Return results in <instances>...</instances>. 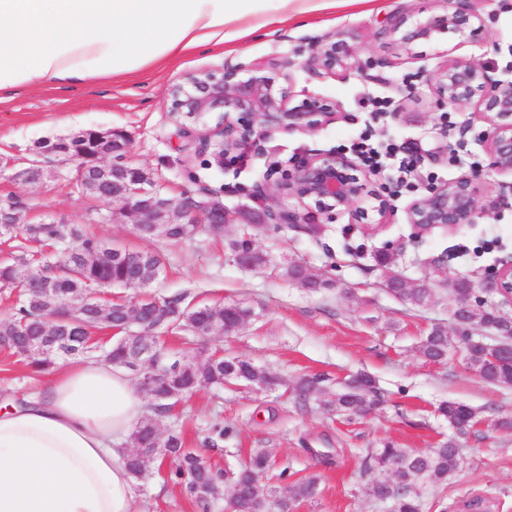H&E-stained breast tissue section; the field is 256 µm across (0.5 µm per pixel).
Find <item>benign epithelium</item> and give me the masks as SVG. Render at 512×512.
Segmentation results:
<instances>
[{"mask_svg":"<svg viewBox=\"0 0 512 512\" xmlns=\"http://www.w3.org/2000/svg\"><path fill=\"white\" fill-rule=\"evenodd\" d=\"M477 0H447L441 12L414 17L400 13L389 18L379 35L396 43L406 54L419 42H432L443 33L473 36L482 27ZM372 61L362 58L360 47L347 34H334L316 41L303 67L320 79L329 74H367ZM438 100L453 109H471L473 118L489 124L485 143L491 166L500 173L512 174V78L500 79L483 64L466 58H454L440 70L426 77ZM170 111L190 122L204 123L212 116L216 125L203 135L201 147L213 149L217 166H224V155L239 149L258 150L261 142L274 132L292 134L315 131L336 120V105L313 96L293 102L289 88L277 83L258 63L226 64L220 71H201L175 85L170 91ZM101 144L112 145V162L97 167V184L104 202L120 207L133 224H162L165 217H175L184 224H229V211L213 207L212 199L192 196L175 199L164 193L153 176H138L142 168L132 170L120 182L111 179V163L117 162L122 144L102 132ZM86 137L79 133L68 140L45 142L44 153L61 156L77 163V177L72 187L82 192L88 187ZM370 172L342 153L330 151L294 163L291 170L276 181V203L264 214L266 224H302L305 211L315 207L320 212L347 213L365 227L382 223L391 204L381 192L367 193ZM477 174L463 175L452 181L431 186L415 199L407 211L408 223L419 235L435 227L457 228L474 224L493 213L497 204L482 206L474 181ZM479 294L461 304L476 307V300L493 295L512 299V263L483 274L474 282ZM112 295L97 289L81 299L80 308L92 307L107 315ZM129 368L143 374L140 389L163 399H181L177 390L159 389L166 366L155 354L153 344L145 340Z\"/></svg>","mask_w":512,"mask_h":512,"instance_id":"7a95c632","label":"benign epithelium"}]
</instances>
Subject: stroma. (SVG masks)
Listing matches in <instances>:
<instances>
[{
	"label": "stroma",
	"mask_w": 512,
	"mask_h": 512,
	"mask_svg": "<svg viewBox=\"0 0 512 512\" xmlns=\"http://www.w3.org/2000/svg\"><path fill=\"white\" fill-rule=\"evenodd\" d=\"M485 27L480 36L442 34L437 42L414 46L412 56L396 54L377 33L388 17L400 11L426 15L441 11V0H290L281 6L269 0L266 10L228 22L223 47L186 51L162 68L146 69L134 78H93L69 91L51 87L22 90L0 104V203L21 201L23 224L55 222L82 226L86 233L130 250L159 254L162 273L150 288L165 298L183 293L208 304L240 302L252 318L238 331L216 342L185 341L172 331L169 340L205 362L211 345L225 355L250 360L279 379L272 391H254L235 384L204 388L182 399L160 421L162 432L182 434L191 448H202L214 422L229 432L217 449L207 451L217 469L238 467L251 449H267L275 471L288 475L279 482L316 477L313 498L295 512H391L389 503L367 496L374 471L364 466L370 449L390 441L396 447L427 452L455 439L460 468L446 485L416 481L422 512H464L477 495L489 499L491 512H512V431L496 422L512 418V386L484 382L462 354L449 352L443 364L427 362L420 345L433 326L455 333L448 292L434 288L427 306L415 307L394 298L383 287V269L376 261L386 243L398 249L396 268L412 283L426 280L433 261L447 257L451 272L470 277L512 261V176L491 167L483 144L486 126L471 122L467 110L440 109L426 75L462 57L484 63L497 76H512V0H479ZM353 35L364 56L376 66L368 77L311 78L301 67L309 45L327 35ZM254 62L274 78L289 75L295 100L321 96L336 102V121L314 132L275 133L264 154L237 151L215 166L198 143L184 137L181 121L168 108L172 86L187 75L222 70L225 63ZM388 102L385 114L373 115V101ZM92 128L124 130L131 140L129 162L150 171L172 197L200 195L209 189L242 223L226 225L223 236L200 234L172 243L141 238L119 206L73 193L76 166L57 158L44 160L39 180L27 182L18 173L34 159L40 142ZM369 133L374 144L388 141L417 146L422 161L411 184H399L395 164L380 169L370 187L387 190L391 209L382 226L364 229L341 214L313 225L271 224L253 236L267 266L246 269L236 264L228 240L242 237L244 227L261 222L269 201L255 197L268 164L290 169L315 154L346 152L352 139ZM471 172L480 203H497L493 218L455 229L435 228L415 235L407 222L410 203L432 185ZM287 262L306 266L331 287L313 293L277 275ZM364 371L375 377L379 404L365 414H329L318 404L299 409L297 383L323 377V390L333 391L345 377ZM33 374L20 358L0 351V401L25 404L50 379ZM478 410L481 421L461 435L439 414L444 401ZM170 464L154 469L137 485L139 512H226V499L209 508L187 498L170 478Z\"/></svg>",
	"instance_id": "1"
}]
</instances>
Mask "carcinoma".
<instances>
[{
	"label": "carcinoma",
	"mask_w": 512,
	"mask_h": 512,
	"mask_svg": "<svg viewBox=\"0 0 512 512\" xmlns=\"http://www.w3.org/2000/svg\"><path fill=\"white\" fill-rule=\"evenodd\" d=\"M136 228L144 238L162 237L172 242H182L197 235L194 224H138ZM49 248L40 258H32L26 253L14 257L10 263L0 264V286L19 292L14 312L0 319V348L11 355L24 358L35 373H42L60 360L93 356L125 367L128 359L138 351L136 341L114 345L107 349L88 346L78 348L89 331L103 326L120 327L129 316L128 306L114 305L109 314V323H100L94 310L67 307L53 308L41 292L30 289L26 278L32 277L42 287L52 288L55 296L63 301L82 297L92 288L118 285L132 289H144L158 278L162 263L160 258L148 251H130L117 248L99 239L87 236L73 224H1L0 239L9 241L19 236ZM233 252L249 253L253 267L266 265L265 256L254 249L252 240L242 238L230 243ZM280 276L316 290L327 288L329 283L310 275L300 264L291 262L279 267ZM430 281L448 290L453 301L468 295L472 282L463 276L437 273ZM432 288L426 283L405 291L395 289L394 297L403 303L424 306L431 298ZM138 317L142 329L162 333L171 329L188 332L196 338L208 334L212 326L222 321L224 306L209 305L192 307L183 295L169 297L156 306L152 303L137 302ZM454 319L464 321L462 335L457 337L467 352L468 366L479 377L489 383L512 386V359L502 357L495 364H485L483 350L472 344L474 338L469 329L487 326L494 331L512 321V315L496 306H484L472 310H453ZM53 341L47 355L31 357L26 354L33 343ZM421 354L427 360L440 363L448 356V332L441 326L434 327L421 345ZM167 365L165 376L170 385L179 388L188 396L203 387H222L230 378L256 389L276 385V378L267 370L251 361L233 356L223 357L220 352L208 356L203 363L190 358L180 364V353L169 348L164 350ZM379 401L375 380L366 373H357L344 380L335 392L322 394L319 403L328 412L346 414L356 412L365 404L374 405ZM172 403L152 402L151 416L141 420L131 431L129 440L141 442L146 447H154L153 431L156 418L171 411ZM440 412L448 420V425L457 432L466 431L462 426L465 419L470 424L477 422L476 412L469 406L455 401L442 404ZM162 447L170 452L174 468V480L184 492L198 504L206 507L213 501V489L228 482L248 501L251 512H293L297 504L311 498L316 481L313 478L300 479L288 487V495L279 496L275 487L263 482L271 468L270 453L265 448H255L248 461L236 471L223 472L204 465L197 452H184L185 442L181 434L171 432L162 442ZM158 460L141 457L131 452L125 456L129 473L137 480L145 478L156 466ZM458 448L453 440L426 454H413L387 442L375 448L366 458V464L378 471L366 488V494L378 501L392 503L393 512H420V503L414 492V482L425 478L434 485L447 483L448 475L460 465Z\"/></svg>",
	"instance_id": "cac0c4a2"
}]
</instances>
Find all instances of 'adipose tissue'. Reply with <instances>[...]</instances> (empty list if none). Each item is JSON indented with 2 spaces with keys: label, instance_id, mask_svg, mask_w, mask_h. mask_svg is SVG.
I'll return each instance as SVG.
<instances>
[{
  "label": "adipose tissue",
  "instance_id": "obj_1",
  "mask_svg": "<svg viewBox=\"0 0 512 512\" xmlns=\"http://www.w3.org/2000/svg\"><path fill=\"white\" fill-rule=\"evenodd\" d=\"M267 0H0V93L133 75L224 41L226 22ZM143 402L132 376L89 359L23 407L0 410V512H136L115 441Z\"/></svg>",
  "mask_w": 512,
  "mask_h": 512
}]
</instances>
